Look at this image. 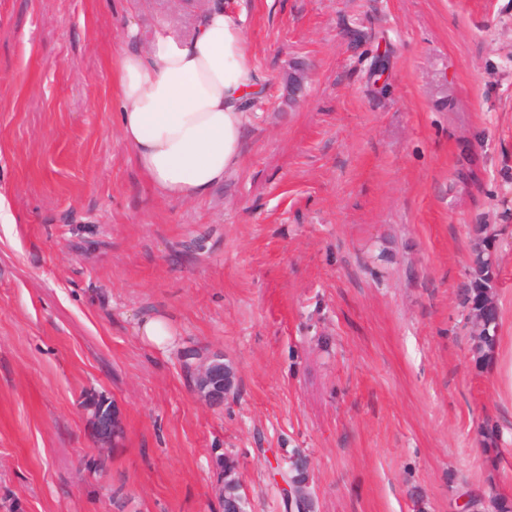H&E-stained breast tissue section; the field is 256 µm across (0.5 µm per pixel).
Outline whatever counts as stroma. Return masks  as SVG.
I'll return each instance as SVG.
<instances>
[{"label":"stroma","instance_id":"1","mask_svg":"<svg viewBox=\"0 0 512 512\" xmlns=\"http://www.w3.org/2000/svg\"><path fill=\"white\" fill-rule=\"evenodd\" d=\"M206 2L0 0V512H223L221 454L247 512H288L298 453L314 512L512 498V0H227L261 95L240 164L180 203L132 159L112 71ZM479 224L481 365L459 297ZM190 349L235 371L223 407ZM98 398L120 447L89 435ZM308 79V71L302 64H295L286 82V89L289 102H297L305 88ZM140 333L150 343L156 345L165 344L167 336H172L167 320L161 316L150 318L140 326ZM496 326L497 324L494 328H490L488 334L485 331L478 332L474 327L470 326L471 350L476 361L487 360L493 352L497 343Z\"/></svg>","mask_w":512,"mask_h":512}]
</instances>
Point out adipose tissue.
I'll return each instance as SVG.
<instances>
[{"label": "adipose tissue", "mask_w": 512, "mask_h": 512, "mask_svg": "<svg viewBox=\"0 0 512 512\" xmlns=\"http://www.w3.org/2000/svg\"><path fill=\"white\" fill-rule=\"evenodd\" d=\"M120 126L134 160L163 197L207 196L240 162L246 106L258 90L239 17L211 0L191 38L155 32L118 61Z\"/></svg>", "instance_id": "1"}]
</instances>
